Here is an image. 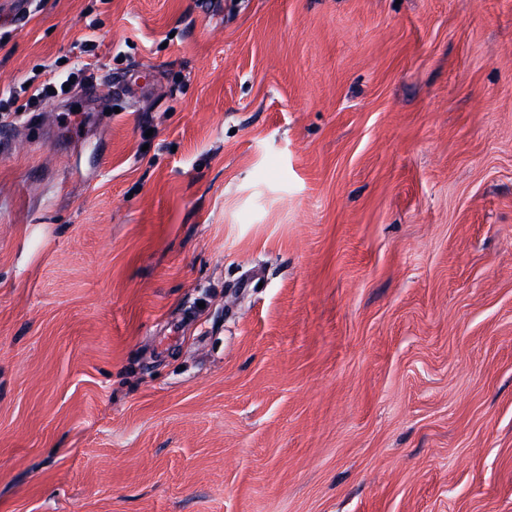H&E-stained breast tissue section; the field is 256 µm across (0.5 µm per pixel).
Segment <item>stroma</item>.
Wrapping results in <instances>:
<instances>
[{"mask_svg":"<svg viewBox=\"0 0 512 512\" xmlns=\"http://www.w3.org/2000/svg\"><path fill=\"white\" fill-rule=\"evenodd\" d=\"M73 67L144 88L0 118V512H512V0H0Z\"/></svg>","mask_w":512,"mask_h":512,"instance_id":"1","label":"stroma"}]
</instances>
